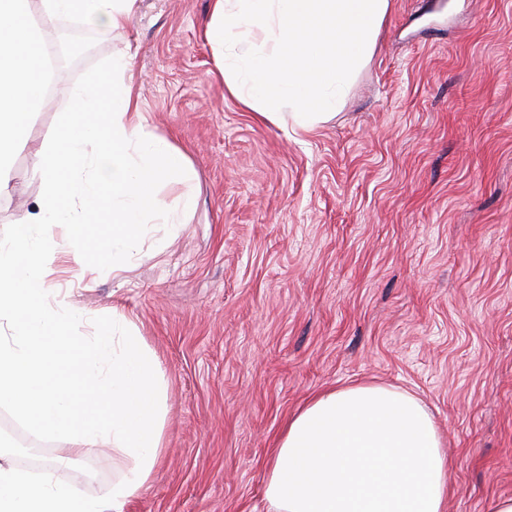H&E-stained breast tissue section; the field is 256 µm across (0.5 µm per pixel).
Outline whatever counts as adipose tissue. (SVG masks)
Masks as SVG:
<instances>
[{
	"label": "adipose tissue",
	"instance_id": "adipose-tissue-1",
	"mask_svg": "<svg viewBox=\"0 0 512 512\" xmlns=\"http://www.w3.org/2000/svg\"><path fill=\"white\" fill-rule=\"evenodd\" d=\"M136 0H0V195L11 151L22 140L46 89L43 23L76 16L123 27ZM127 61L108 77L112 106L92 85L72 91L68 116L35 160L42 186L37 211L0 241V402L37 429L67 436L72 454L100 438L128 469L105 497L63 486L54 465L31 479L0 464V512H125L154 476L161 457L158 363L139 337L115 345L110 329L73 335L90 322L69 294L51 289L52 247L43 224H65L74 243L89 235L110 198L113 238L135 236L148 214L168 212L158 187L182 179L185 163L151 131L131 96ZM452 462L443 437L412 393L374 384L315 394L288 422L264 474L267 512H444Z\"/></svg>",
	"mask_w": 512,
	"mask_h": 512
}]
</instances>
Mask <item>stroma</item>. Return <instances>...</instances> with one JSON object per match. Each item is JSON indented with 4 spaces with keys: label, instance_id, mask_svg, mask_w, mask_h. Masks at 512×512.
Returning <instances> with one entry per match:
<instances>
[{
    "label": "stroma",
    "instance_id": "obj_1",
    "mask_svg": "<svg viewBox=\"0 0 512 512\" xmlns=\"http://www.w3.org/2000/svg\"><path fill=\"white\" fill-rule=\"evenodd\" d=\"M212 0H137L113 29L60 18L44 31L93 50L58 70L12 157L0 239L36 209L34 159L69 96L130 57L132 97L185 159L163 183L193 205L148 218L82 278L64 227L50 286L108 324L132 322L157 359L163 448L126 512H264V473L288 418L328 387L418 396L453 461L445 512L512 496V0H391L373 55L335 114L305 133L244 108L205 30ZM88 497L123 479L109 440L68 458L0 403L15 435Z\"/></svg>",
    "mask_w": 512,
    "mask_h": 512
}]
</instances>
